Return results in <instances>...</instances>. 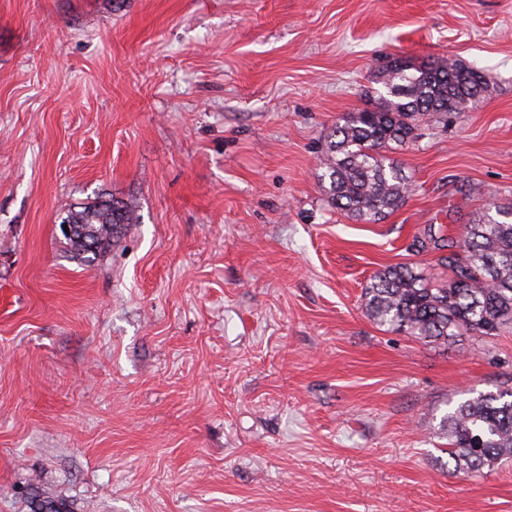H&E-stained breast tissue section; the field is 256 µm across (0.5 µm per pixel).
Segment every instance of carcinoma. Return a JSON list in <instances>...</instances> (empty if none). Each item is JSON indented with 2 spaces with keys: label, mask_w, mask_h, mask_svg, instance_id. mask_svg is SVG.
<instances>
[{
  "label": "carcinoma",
  "mask_w": 512,
  "mask_h": 512,
  "mask_svg": "<svg viewBox=\"0 0 512 512\" xmlns=\"http://www.w3.org/2000/svg\"><path fill=\"white\" fill-rule=\"evenodd\" d=\"M384 94L373 109L336 119L321 158L329 204L356 221L380 220L401 207L412 184L388 153L415 144L422 131L486 92L483 75L451 60L415 65L394 59L380 72ZM133 206L99 196L67 211L73 255L93 262L129 225ZM437 264L453 277L443 285L407 266H388L365 288L367 314L424 341L492 336L512 324V206L496 203L465 225ZM456 470L480 476L512 458V387L459 403L444 422Z\"/></svg>",
  "instance_id": "cac0c4a2"
}]
</instances>
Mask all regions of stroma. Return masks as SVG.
Segmentation results:
<instances>
[{
    "instance_id": "35a3bbf8",
    "label": "stroma",
    "mask_w": 512,
    "mask_h": 512,
    "mask_svg": "<svg viewBox=\"0 0 512 512\" xmlns=\"http://www.w3.org/2000/svg\"><path fill=\"white\" fill-rule=\"evenodd\" d=\"M390 57L488 89L355 222L321 151ZM101 195L138 221L87 264L59 223ZM510 202L512 0H0V512H512L442 427L512 386V325L427 342L363 298Z\"/></svg>"
}]
</instances>
